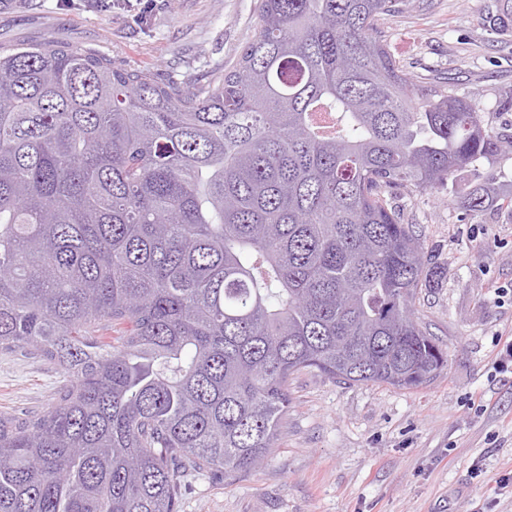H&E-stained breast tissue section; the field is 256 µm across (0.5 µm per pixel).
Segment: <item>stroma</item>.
I'll use <instances>...</instances> for the list:
<instances>
[{
    "label": "stroma",
    "instance_id": "1",
    "mask_svg": "<svg viewBox=\"0 0 512 512\" xmlns=\"http://www.w3.org/2000/svg\"><path fill=\"white\" fill-rule=\"evenodd\" d=\"M0 0V46L47 41L90 48L163 80L231 70L258 26L260 0ZM494 0H412L381 22L391 55L415 80L454 84L487 127L512 135V34L483 19ZM476 182L500 202L481 212L456 200ZM435 269L416 316L448 352L423 388L342 384L316 370L289 382L276 447L257 469L181 480L179 512H512V373L493 368L495 339L512 334V154L459 171L431 194L394 191ZM62 382L47 362L0 352V413L41 410ZM484 471L472 477L473 467Z\"/></svg>",
    "mask_w": 512,
    "mask_h": 512
}]
</instances>
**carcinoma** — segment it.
Wrapping results in <instances>:
<instances>
[{"label":"carcinoma","instance_id":"cac0c4a2","mask_svg":"<svg viewBox=\"0 0 512 512\" xmlns=\"http://www.w3.org/2000/svg\"><path fill=\"white\" fill-rule=\"evenodd\" d=\"M404 2L261 0L206 80L0 48V351L64 373L43 410L0 414V512H178L181 472L262 464L294 374L416 390L446 370L386 193L512 135L397 64L378 22Z\"/></svg>","mask_w":512,"mask_h":512}]
</instances>
